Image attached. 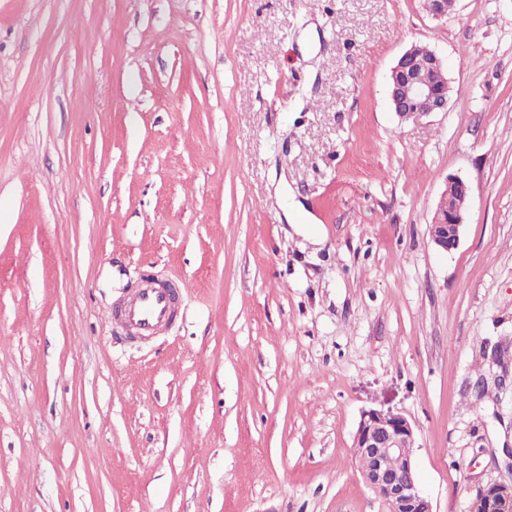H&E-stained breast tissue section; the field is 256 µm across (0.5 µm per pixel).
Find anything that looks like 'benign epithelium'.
Instances as JSON below:
<instances>
[{
    "label": "benign epithelium",
    "mask_w": 512,
    "mask_h": 512,
    "mask_svg": "<svg viewBox=\"0 0 512 512\" xmlns=\"http://www.w3.org/2000/svg\"><path fill=\"white\" fill-rule=\"evenodd\" d=\"M457 0H424L425 11L435 19H446L456 9ZM414 45L403 52L391 69L388 99L390 108L402 121H418L448 111V88H438L415 66ZM470 193L468 183L451 177L441 194L429 234L434 246L444 252L460 242L466 213L444 211L449 193ZM416 435L410 421L401 414L363 412L354 435V448L362 458L358 468L363 482L374 495L380 512H435L432 500L420 489L413 451ZM475 512H512V482H490L474 501Z\"/></svg>",
    "instance_id": "benign-epithelium-1"
}]
</instances>
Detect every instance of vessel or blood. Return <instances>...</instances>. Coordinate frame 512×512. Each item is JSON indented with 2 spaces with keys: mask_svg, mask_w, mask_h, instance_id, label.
I'll use <instances>...</instances> for the list:
<instances>
[{
  "mask_svg": "<svg viewBox=\"0 0 512 512\" xmlns=\"http://www.w3.org/2000/svg\"><path fill=\"white\" fill-rule=\"evenodd\" d=\"M115 315L135 329L137 335H153L176 315L174 291L149 283L141 284L130 297L119 301Z\"/></svg>",
  "mask_w": 512,
  "mask_h": 512,
  "instance_id": "b4317fda",
  "label": "vessel or blood"
}]
</instances>
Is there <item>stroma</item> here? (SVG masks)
<instances>
[{"label": "stroma", "mask_w": 512, "mask_h": 512, "mask_svg": "<svg viewBox=\"0 0 512 512\" xmlns=\"http://www.w3.org/2000/svg\"><path fill=\"white\" fill-rule=\"evenodd\" d=\"M415 44L452 90L412 122ZM147 277L184 313L130 341L112 305ZM506 373L512 0H0V512H378L370 409L469 512L508 475ZM418 48L414 45L403 52L390 73L389 105L403 121H418L448 109V87H435L415 66ZM455 190L463 192L464 195H470V187L465 180L460 177L447 179L439 205L429 224L431 242L437 249L447 253L458 247L463 226L466 224V211H451L449 205L447 213L443 209L446 197Z\"/></svg>", "instance_id": "35a3bbf8"}]
</instances>
